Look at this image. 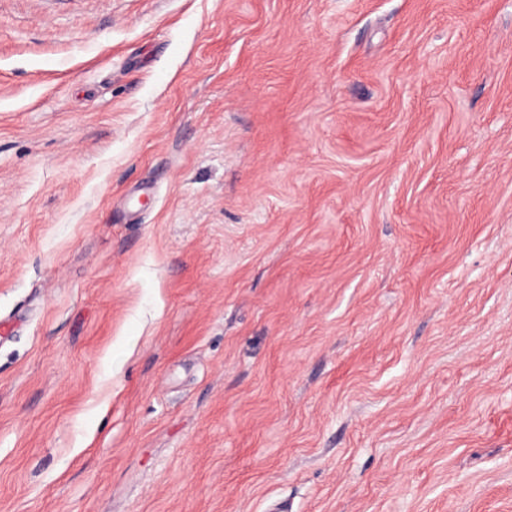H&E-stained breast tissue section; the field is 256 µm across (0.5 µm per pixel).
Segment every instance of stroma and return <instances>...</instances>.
I'll return each instance as SVG.
<instances>
[{
  "label": "stroma",
  "mask_w": 512,
  "mask_h": 512,
  "mask_svg": "<svg viewBox=\"0 0 512 512\" xmlns=\"http://www.w3.org/2000/svg\"><path fill=\"white\" fill-rule=\"evenodd\" d=\"M0 512H512V0H0Z\"/></svg>",
  "instance_id": "1"
}]
</instances>
